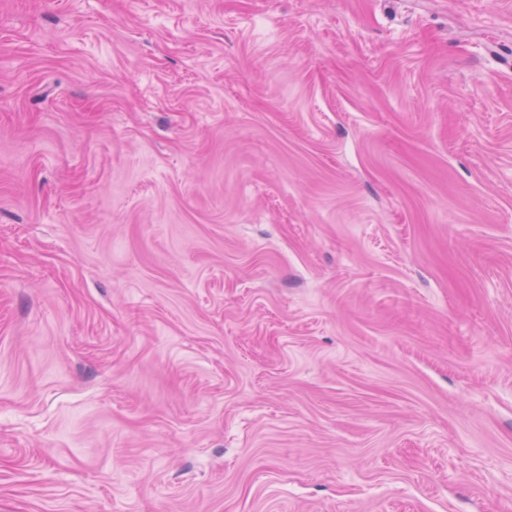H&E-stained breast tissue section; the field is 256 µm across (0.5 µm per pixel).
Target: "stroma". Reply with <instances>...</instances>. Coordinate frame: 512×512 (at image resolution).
<instances>
[{
    "instance_id": "obj_1",
    "label": "stroma",
    "mask_w": 512,
    "mask_h": 512,
    "mask_svg": "<svg viewBox=\"0 0 512 512\" xmlns=\"http://www.w3.org/2000/svg\"><path fill=\"white\" fill-rule=\"evenodd\" d=\"M512 0H0V512H512Z\"/></svg>"
}]
</instances>
